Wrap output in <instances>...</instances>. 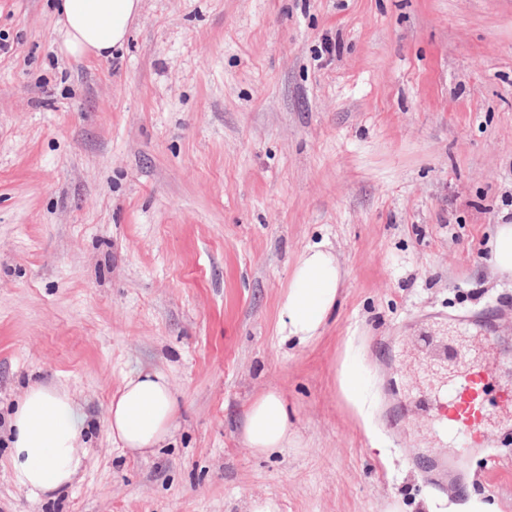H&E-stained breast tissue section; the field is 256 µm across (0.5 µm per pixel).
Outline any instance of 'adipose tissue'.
Returning a JSON list of instances; mask_svg holds the SVG:
<instances>
[{
  "label": "adipose tissue",
  "mask_w": 512,
  "mask_h": 512,
  "mask_svg": "<svg viewBox=\"0 0 512 512\" xmlns=\"http://www.w3.org/2000/svg\"><path fill=\"white\" fill-rule=\"evenodd\" d=\"M141 0H58L57 45L67 57H107L127 41ZM343 270L329 241L299 257L282 294L278 332L305 343L319 336L333 310ZM181 405L164 373L137 364L113 395L107 427L114 444L146 455L171 438ZM86 404L64 388L29 386L8 418V466L18 487L31 495L73 485L88 455ZM248 449L266 456L292 441L288 401L270 389L249 405L243 427Z\"/></svg>",
  "instance_id": "obj_1"
}]
</instances>
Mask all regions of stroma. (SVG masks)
Returning a JSON list of instances; mask_svg holds the SVG:
<instances>
[{
    "label": "stroma",
    "instance_id": "obj_1",
    "mask_svg": "<svg viewBox=\"0 0 512 512\" xmlns=\"http://www.w3.org/2000/svg\"><path fill=\"white\" fill-rule=\"evenodd\" d=\"M0 38V512H512V277L488 247L512 222V0H142L107 59L59 53L53 0H0ZM324 239L336 306L282 341L280 296ZM351 355L388 409L492 366L498 468L426 485L455 446L420 413L368 442ZM140 361L181 403L146 457L106 430ZM33 382L88 404L57 496L7 467ZM269 388L296 437L257 456L241 419Z\"/></svg>",
    "mask_w": 512,
    "mask_h": 512
}]
</instances>
